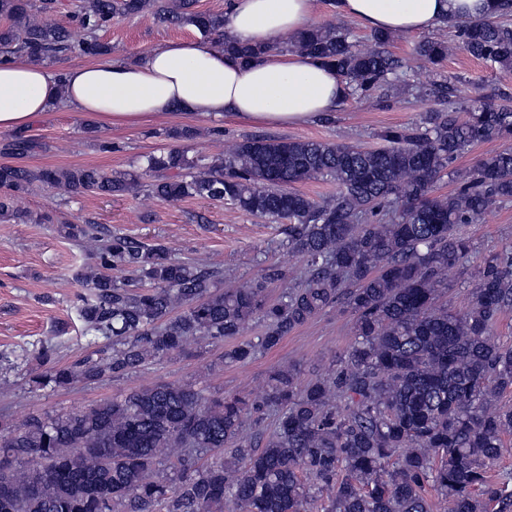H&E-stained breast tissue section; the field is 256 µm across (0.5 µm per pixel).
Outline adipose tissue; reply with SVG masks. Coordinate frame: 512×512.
I'll return each mask as SVG.
<instances>
[{
  "mask_svg": "<svg viewBox=\"0 0 512 512\" xmlns=\"http://www.w3.org/2000/svg\"><path fill=\"white\" fill-rule=\"evenodd\" d=\"M316 0H228L225 29L238 42L266 45L306 31ZM497 0H337L368 28L424 32L494 13ZM347 87L311 56L268 53L245 60L194 41L157 46L136 59L74 65L57 74L23 59L0 63V130L18 129L56 105L100 128L137 126L181 111L202 118L230 113L254 123L308 122L336 108Z\"/></svg>",
  "mask_w": 512,
  "mask_h": 512,
  "instance_id": "obj_1",
  "label": "adipose tissue"
}]
</instances>
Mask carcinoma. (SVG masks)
I'll return each instance as SVG.
<instances>
[{"label": "carcinoma", "mask_w": 512, "mask_h": 512, "mask_svg": "<svg viewBox=\"0 0 512 512\" xmlns=\"http://www.w3.org/2000/svg\"><path fill=\"white\" fill-rule=\"evenodd\" d=\"M55 4L0 0V56L32 63L105 56L111 48L100 32L115 17L148 9L245 59L279 50L238 43L224 15L195 10V0H71L65 23L51 18ZM511 16L512 0H498L496 16L456 30L459 46L512 72V25L503 22ZM393 40L375 32L362 48L351 29L321 26L301 34L292 50L335 68L349 95L367 98L404 82L401 61L387 49ZM448 51L438 40L416 46L417 57L433 65ZM167 137L178 145L145 157L152 192L221 202L270 223L288 220L286 243L305 263L301 281L269 302L266 288L285 279L278 268L222 289L219 267L180 261L162 245L101 224H64L65 237L90 246L94 260L78 316L88 335L112 346L33 373L32 387L121 378L260 323L262 335L225 354L245 364L337 306L353 316L354 342L337 370L301 388L295 367L274 371L258 399L213 400L191 386L160 384L1 428L0 512H432L428 485L443 512H512V492L486 471L512 434V406L498 404L512 389V346L493 336L497 318L512 311V251L484 259L464 310L437 305L448 270L471 253L457 225L512 201V147L463 174L452 164L476 143L512 139V106L472 100L459 111L432 110L421 127L386 129L388 147L375 150L246 136L211 159L190 155L191 129ZM41 148L15 136L0 154L23 158ZM444 172L456 187L435 196ZM141 179L95 167L0 165V213L50 224L48 213L12 209L16 194L41 183L111 195ZM308 180L335 183L336 197L318 202L294 189ZM114 271H131L138 283L116 280ZM268 409L277 413L275 430L245 433Z\"/></svg>", "instance_id": "cac0c4a2"}]
</instances>
